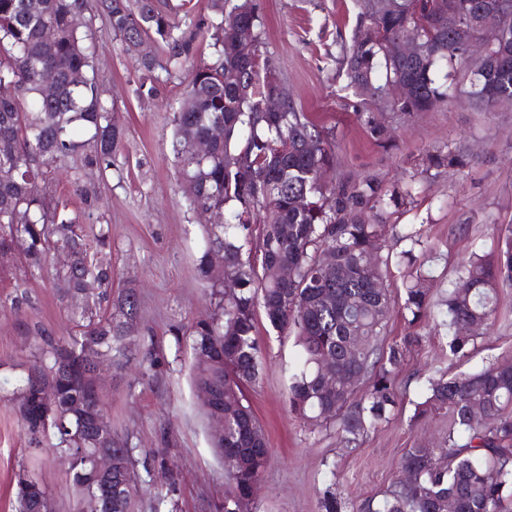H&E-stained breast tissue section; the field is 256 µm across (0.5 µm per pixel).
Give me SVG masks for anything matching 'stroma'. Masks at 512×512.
I'll list each match as a JSON object with an SVG mask.
<instances>
[{
    "mask_svg": "<svg viewBox=\"0 0 512 512\" xmlns=\"http://www.w3.org/2000/svg\"><path fill=\"white\" fill-rule=\"evenodd\" d=\"M253 3L264 57L296 109L329 133L336 161L326 182L370 177L386 189L412 186V203L384 207L381 219L400 234L421 229L442 253L434 264L442 277L433 291L434 298H442L472 243L492 249L493 226L512 225V106H477L468 94L465 62L457 67L453 98L432 112H400L386 100L356 95L346 68L363 0ZM90 41L99 81L118 110L125 139L107 173L87 170L80 184H71L68 171L81 164L76 155L55 171L53 190L75 211L82 206L81 193L95 198L80 224L86 230L111 224L112 287H133L139 293L140 322L131 354L138 359L150 349L161 362L152 379L136 380L129 367L110 371L103 382L102 400L113 427L128 435L134 447L161 451L168 459L167 469L156 467L152 474L156 488L172 489L171 500L161 503L141 495L133 512H221L227 488L224 461L212 446L210 423L191 383V340L174 337L212 312L194 264L203 228L185 206L186 190L170 151L172 120L187 77L162 80L154 97L139 96L134 54L100 23ZM372 115L384 118L387 140L372 137L366 123ZM450 149L464 156V169H424L427 155ZM0 267L10 272L0 300L23 297L18 315H0V512H15V474L23 466L49 489L55 512H76L65 466L50 450L30 443L14 395L27 372L33 332H71L67 314L74 301L55 286L52 270L31 278L11 257L0 260ZM417 331L421 344L397 379L400 409L353 450L342 447L334 430H309L289 412L284 369L296 355L294 339L260 331L262 372L248 398L271 458L255 495V512H324L322 498L328 491L346 507L380 497L403 449L417 439L436 442L448 423L443 414L417 425L410 421L428 377L512 359V287L501 289L496 325L469 348L467 357L449 360L445 331L434 316L422 320Z\"/></svg>",
    "mask_w": 512,
    "mask_h": 512,
    "instance_id": "35a3bbf8",
    "label": "stroma"
}]
</instances>
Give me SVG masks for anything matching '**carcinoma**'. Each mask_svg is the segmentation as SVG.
Wrapping results in <instances>:
<instances>
[{
  "mask_svg": "<svg viewBox=\"0 0 512 512\" xmlns=\"http://www.w3.org/2000/svg\"><path fill=\"white\" fill-rule=\"evenodd\" d=\"M484 0H434L428 53L408 60L394 45L424 18L428 3L398 0L388 11L367 0L348 59L350 86L389 98L401 112H429L451 97L448 67L466 57L455 38ZM208 14L183 10L173 15L167 0H0V84L16 93L0 97V253L18 254L26 272L39 274L54 251L66 250L70 264L55 269L54 280L82 300L66 336L34 337L27 374L18 388L26 401L21 422L32 443L61 452L71 481L84 502L97 488L92 434H78L87 423L112 418L93 396L87 368L109 371L138 332L139 299L133 288L97 309L112 287V229L99 225L93 239L78 232L68 204L50 195L54 165L84 150L83 166L105 173L121 150L124 128L114 105L104 97L93 64L88 32L101 20L136 53L139 95L156 90L155 71L170 75L192 66L190 81L174 113L172 152L180 176L196 185L186 198L193 212L222 220L205 225L196 275L213 314L195 321L188 335L195 366V388L221 394L214 410L224 412V448L230 490L224 512L251 504L253 490L269 460L263 429L246 398L261 376L259 317L295 340L288 367V408L304 424L334 429L346 448H356L369 429L386 422L399 405L396 377L421 336L409 332L389 345L383 341L394 303L386 284L392 264L388 224H375L363 206L398 204L410 191L385 190L371 179L329 186L319 170L333 163L327 137L306 113L288 103L284 112H265L262 104L277 89L276 76L262 51L242 56L231 28L224 26V0H209ZM83 23L74 24L76 16ZM53 39L42 38L44 30ZM209 40L210 60L194 63L198 40ZM490 44L471 91L476 104L490 108L512 103V11L501 32L480 36ZM241 73L224 83V70ZM45 71L57 77L56 92H43ZM75 72L82 84L71 81ZM398 83L409 88L390 98ZM222 127L224 136L212 135ZM209 144L201 156L196 144ZM450 170L464 159L450 150L429 160ZM498 250L472 244L451 281L446 299L432 302L436 279L433 249L417 231L404 235L407 249L397 256L405 280L399 313L408 327L435 311L448 329V357L463 358L497 320L500 288L512 284V225L495 228ZM333 253L336 265H323ZM224 266L217 270L216 253ZM236 284L224 292V280ZM336 361V382L328 387L321 361ZM365 379L364 396H354L348 375ZM55 389V405L44 402L42 386ZM448 414V429L438 447L421 441L404 449L399 470L378 501L366 500L350 512H512V362L492 361L454 375L428 380L424 399L411 422ZM112 453L126 471L136 459L127 437L111 430ZM138 490L112 483V512H131ZM18 512H54L47 488L22 471L17 477Z\"/></svg>",
  "mask_w": 512,
  "mask_h": 512,
  "instance_id": "1",
  "label": "carcinoma"
}]
</instances>
